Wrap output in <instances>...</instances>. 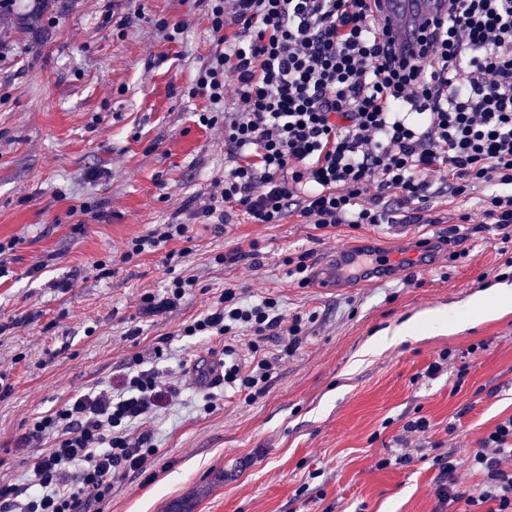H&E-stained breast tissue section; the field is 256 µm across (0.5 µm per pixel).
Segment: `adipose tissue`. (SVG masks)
I'll use <instances>...</instances> for the list:
<instances>
[{"label":"adipose tissue","instance_id":"1","mask_svg":"<svg viewBox=\"0 0 512 512\" xmlns=\"http://www.w3.org/2000/svg\"><path fill=\"white\" fill-rule=\"evenodd\" d=\"M496 304L504 307L512 303V289L502 287L489 293L476 295L466 307L453 308L447 311L438 310L425 314L413 322L396 327L386 332L383 336L377 337L371 343L372 348L378 349L390 346L399 340L418 336L423 329H442L447 326L466 328L473 315L484 312L489 304Z\"/></svg>","mask_w":512,"mask_h":512}]
</instances>
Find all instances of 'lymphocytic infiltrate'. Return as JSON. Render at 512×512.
<instances>
[{
	"mask_svg": "<svg viewBox=\"0 0 512 512\" xmlns=\"http://www.w3.org/2000/svg\"><path fill=\"white\" fill-rule=\"evenodd\" d=\"M377 0H209L218 46L192 95L206 98L200 125L224 126L228 159L201 215L226 224H280L289 215L317 231L395 223L386 197L410 206L449 191L466 199L485 188L481 232L512 242V0H445L420 37L419 58L396 57L379 26ZM235 80L233 100L224 92ZM185 224H160L119 255L128 264L190 242ZM303 315L268 296L250 302L229 286L188 338L246 330V352L224 347L190 372L198 388L217 383L264 393L273 336H300ZM176 390L158 369H133L119 390L105 386L39 417L18 445L50 440L33 455L25 482L0 478V512H96L130 473L158 452L149 419ZM436 470L439 508L512 512V416L470 457L482 480L461 485L448 453L425 449Z\"/></svg>",
	"mask_w": 512,
	"mask_h": 512,
	"instance_id": "f902f5d3",
	"label": "lymphocytic infiltrate"
}]
</instances>
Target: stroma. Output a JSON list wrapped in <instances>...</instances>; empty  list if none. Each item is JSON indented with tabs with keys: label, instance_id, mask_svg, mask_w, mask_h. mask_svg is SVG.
<instances>
[{
	"label": "stroma",
	"instance_id": "1",
	"mask_svg": "<svg viewBox=\"0 0 512 512\" xmlns=\"http://www.w3.org/2000/svg\"><path fill=\"white\" fill-rule=\"evenodd\" d=\"M180 22L168 42L159 20ZM215 45L204 0H16L0 13V473L22 477L32 451L15 444L31 419L123 374L134 355L180 389L150 427L159 451L130 474L100 512H434L435 471L400 453L405 422L426 416L424 439L452 449L459 479L479 483L468 457L512 415V308L368 351L374 336L424 312L464 305L497 283L500 242L469 233L452 258L448 230L459 211L480 222L477 199L443 194L410 210L389 196L397 223L316 232L281 224H205L196 217L224 173V127L200 126L204 98L191 83ZM190 225L192 250L175 270L163 253L101 276L131 239L154 225ZM434 242L428 272L404 270L347 283L299 287L288 254L311 267L340 246L405 252ZM237 252L219 264L220 253ZM196 286L176 306L143 313L170 273ZM256 301L272 295L286 314L309 315L296 350L266 393L213 388L214 407L184 376L183 361L222 350L218 339L179 338L225 285ZM169 343L161 360L152 350ZM453 355L438 376L427 366ZM455 433H448L450 424Z\"/></svg>",
	"mask_w": 512,
	"mask_h": 512
}]
</instances>
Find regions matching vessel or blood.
I'll use <instances>...</instances> for the list:
<instances>
[{
    "instance_id": "vessel-or-blood-1",
    "label": "vessel or blood",
    "mask_w": 512,
    "mask_h": 512,
    "mask_svg": "<svg viewBox=\"0 0 512 512\" xmlns=\"http://www.w3.org/2000/svg\"><path fill=\"white\" fill-rule=\"evenodd\" d=\"M380 20L389 39L403 51L416 47L422 29L437 15L438 0H382ZM362 254L337 248L317 271L316 284L325 289L343 287L362 267Z\"/></svg>"
}]
</instances>
